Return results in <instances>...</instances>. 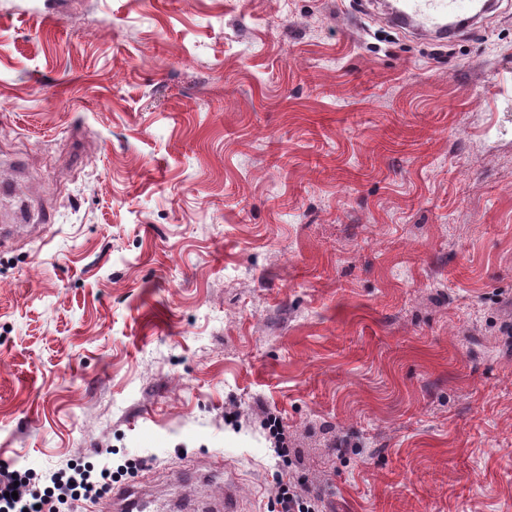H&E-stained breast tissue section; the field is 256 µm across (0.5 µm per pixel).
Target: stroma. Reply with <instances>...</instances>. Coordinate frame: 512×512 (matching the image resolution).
Wrapping results in <instances>:
<instances>
[{
    "mask_svg": "<svg viewBox=\"0 0 512 512\" xmlns=\"http://www.w3.org/2000/svg\"><path fill=\"white\" fill-rule=\"evenodd\" d=\"M0 463L161 512H512V0H0ZM277 415L280 456L266 427ZM407 10L393 15L396 23L406 24L413 29L434 34L448 32L441 25L446 22L462 19L458 14L463 13L470 1L460 0H404ZM453 18V19H452ZM295 484L281 482L277 488L276 500L280 505V512H316L319 501L318 495H309L306 498L298 494Z\"/></svg>",
    "mask_w": 512,
    "mask_h": 512,
    "instance_id": "35a3bbf8",
    "label": "stroma"
}]
</instances>
